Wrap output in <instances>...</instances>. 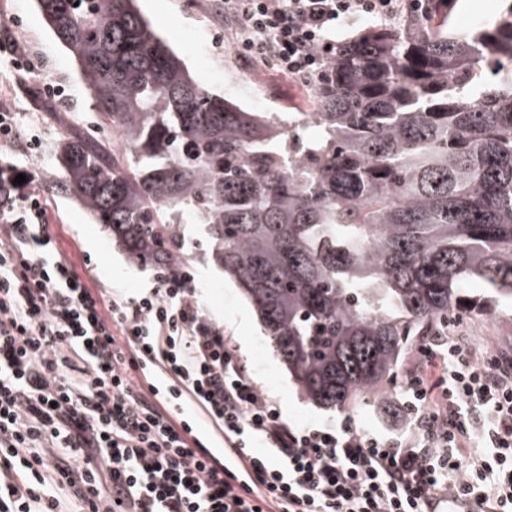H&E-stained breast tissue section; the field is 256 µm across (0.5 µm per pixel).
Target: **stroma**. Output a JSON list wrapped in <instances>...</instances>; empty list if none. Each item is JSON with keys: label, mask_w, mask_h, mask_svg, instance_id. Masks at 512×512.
<instances>
[{"label": "stroma", "mask_w": 512, "mask_h": 512, "mask_svg": "<svg viewBox=\"0 0 512 512\" xmlns=\"http://www.w3.org/2000/svg\"><path fill=\"white\" fill-rule=\"evenodd\" d=\"M215 0H138V8L168 46L184 59L193 79L255 112L307 111L308 84L288 77L278 64L259 57L240 44L234 26ZM512 0H457L453 27L467 32L496 19ZM12 36L32 65L27 75L37 86L59 84L60 98L38 106L18 83L19 70L9 57H0V108L14 117L18 148H0V167L27 172L25 185L12 195L13 210H22L29 190L41 193L45 218L52 226L55 252L66 259L94 292L117 290L136 297L154 284V270L131 263L77 203L45 192L46 182L58 175L55 155L60 138L99 132L98 114L76 62L50 34L33 0H0V38ZM42 146L28 153L22 146L31 135ZM186 271L205 312L231 336L239 359L251 370L257 386L273 400L285 422L297 426H333L341 414L308 403L280 364L259 322L232 280L212 261L199 225L185 227ZM448 324L477 350H512V302L482 316L457 313ZM405 368H398L384 387L382 398L360 402L349 415L359 427L384 425L409 429L404 406Z\"/></svg>", "instance_id": "obj_1"}]
</instances>
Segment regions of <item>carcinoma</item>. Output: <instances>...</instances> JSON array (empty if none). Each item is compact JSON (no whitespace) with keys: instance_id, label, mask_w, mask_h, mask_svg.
Listing matches in <instances>:
<instances>
[{"instance_id":"carcinoma-1","label":"carcinoma","mask_w":512,"mask_h":512,"mask_svg":"<svg viewBox=\"0 0 512 512\" xmlns=\"http://www.w3.org/2000/svg\"><path fill=\"white\" fill-rule=\"evenodd\" d=\"M34 2L123 145L62 138L50 192L168 273L200 225L311 404L380 396L414 337L512 300V7L368 26L281 119L195 82L135 0ZM471 279L491 295L466 302ZM510 3L512 0H458L451 16L452 25L459 32H468L495 20Z\"/></svg>"}]
</instances>
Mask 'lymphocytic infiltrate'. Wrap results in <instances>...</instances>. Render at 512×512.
I'll return each instance as SVG.
<instances>
[{"label":"lymphocytic infiltrate","instance_id":"f902f5d3","mask_svg":"<svg viewBox=\"0 0 512 512\" xmlns=\"http://www.w3.org/2000/svg\"><path fill=\"white\" fill-rule=\"evenodd\" d=\"M244 48L319 79L337 22L404 0H226ZM31 193L0 224V512H512V357L450 329L406 371L408 431L292 427L187 275L95 293ZM196 407L223 456L182 408Z\"/></svg>","mask_w":512,"mask_h":512}]
</instances>
